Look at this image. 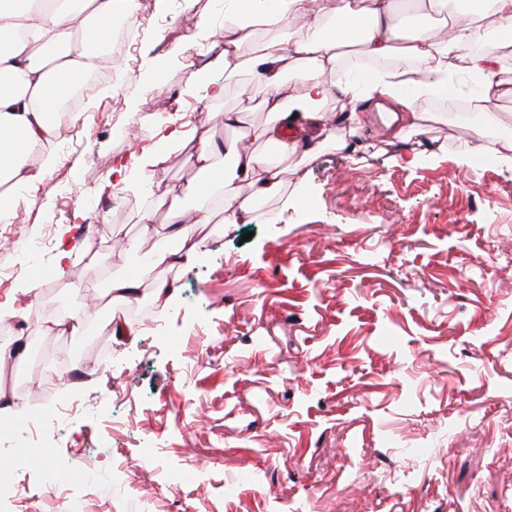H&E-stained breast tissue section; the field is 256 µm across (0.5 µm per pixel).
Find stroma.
<instances>
[{"mask_svg": "<svg viewBox=\"0 0 512 512\" xmlns=\"http://www.w3.org/2000/svg\"><path fill=\"white\" fill-rule=\"evenodd\" d=\"M154 2L162 25L139 39L128 83L107 69L77 127L28 154L49 171L4 217L20 233L0 253L10 262L54 266L55 244L39 245L48 225L80 253L52 285L18 291L24 354L0 368V389L29 397L23 413L0 411V434L45 431L27 448L0 442V459L26 460L23 512H42L43 470L83 454L99 471L87 512H512V167L499 158L512 139L491 150L476 127L435 121L398 138L377 101L336 97L324 111L357 109L360 128L330 124L302 163L273 153L260 102L227 129L237 86L204 99L224 80L210 30L225 0H197L199 30L184 0ZM186 111L218 143L271 155L283 187L264 201L269 220L213 217L193 259L143 279L141 299L158 281L174 290L158 328L113 337L126 307L115 301L100 325L60 334L47 304L72 313L103 293L100 269L131 276L139 257L177 248L164 212L141 222L139 186L148 162L168 185L203 180L168 139ZM121 162L131 187L117 192ZM77 195L83 206L63 209ZM118 238L136 251L114 249ZM57 352L81 383L63 378ZM116 381L125 403L105 397ZM50 394L78 399L83 416L54 420Z\"/></svg>", "mask_w": 512, "mask_h": 512, "instance_id": "stroma-1", "label": "stroma"}]
</instances>
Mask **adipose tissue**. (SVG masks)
Masks as SVG:
<instances>
[{
    "mask_svg": "<svg viewBox=\"0 0 512 512\" xmlns=\"http://www.w3.org/2000/svg\"><path fill=\"white\" fill-rule=\"evenodd\" d=\"M403 0H327L326 7L309 9L308 0H244L232 10L233 33L218 57L225 73H236L251 39V25L267 29L286 26L290 16H309L302 36L274 38L251 61L262 91V102L273 120L266 140L283 153L296 154L303 146L318 147L327 137L322 105L338 95L355 97V87L339 77L340 50L359 44L363 57L383 60L406 57L417 70H391L378 78L368 93L392 101L409 112L412 121L432 120L423 111L424 100L448 85L451 59L463 62L464 71L478 79L482 108L495 106L512 94L501 78L495 50L469 52L468 47L486 29L512 30V0H491L482 10H449L448 0H412L419 15L445 16L442 32H401L395 18ZM142 7L141 0H0V210L23 203L21 186L41 181L46 168L26 165L25 156L55 137L61 127L56 114L64 79L96 71L109 39L103 22L129 18ZM298 73L296 86L287 76ZM415 85L413 95H399V83ZM170 141L185 151L191 164L212 171L216 163L209 135L196 129L176 130ZM281 172L260 152L234 149L229 170L219 180L190 182L152 196L143 213L152 221L156 208H166L175 233L187 255L198 253V225L214 213L228 224L243 223L253 213L256 199L276 195Z\"/></svg>",
    "mask_w": 512,
    "mask_h": 512,
    "instance_id": "ef3b65f1",
    "label": "adipose tissue"
}]
</instances>
